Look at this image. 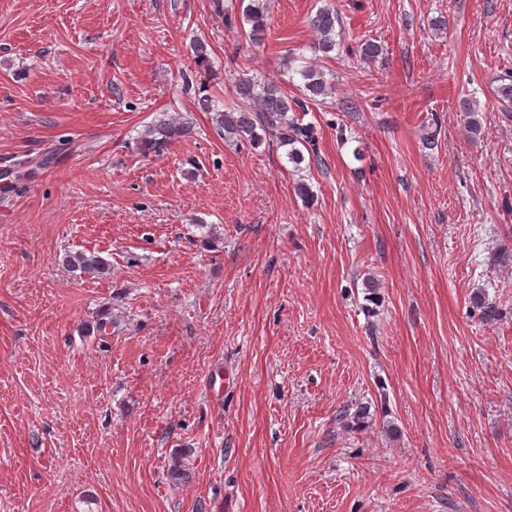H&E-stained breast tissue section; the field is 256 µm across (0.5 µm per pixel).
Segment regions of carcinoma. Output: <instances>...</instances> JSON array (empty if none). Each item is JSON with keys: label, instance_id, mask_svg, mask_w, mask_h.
Here are the masks:
<instances>
[{"label": "carcinoma", "instance_id": "cac0c4a2", "mask_svg": "<svg viewBox=\"0 0 512 512\" xmlns=\"http://www.w3.org/2000/svg\"><path fill=\"white\" fill-rule=\"evenodd\" d=\"M224 17V24L232 26L236 20L249 26L245 36L255 45L264 42L267 29L266 6L263 0H249L240 6V15L217 4ZM339 17L336 10L322 7L308 17V26L316 34L311 46L314 53L328 54L336 47V24ZM304 80L303 97H290L277 85L266 81L260 75L240 80L235 86V97L240 105L223 111H214L213 122L226 139L245 138L260 143L266 139L279 147L287 148L288 162L298 168L305 161L321 164L315 148L314 128L303 124L297 116L308 111V105L317 104L318 98L328 94V83L323 71L315 64L308 63L300 71ZM194 133L192 122L181 117L160 120L148 125L139 137L143 151L160 153L178 138L189 137ZM63 264L73 272L92 277L106 275L109 264L101 257L84 251L69 252L63 257Z\"/></svg>", "mask_w": 512, "mask_h": 512}]
</instances>
